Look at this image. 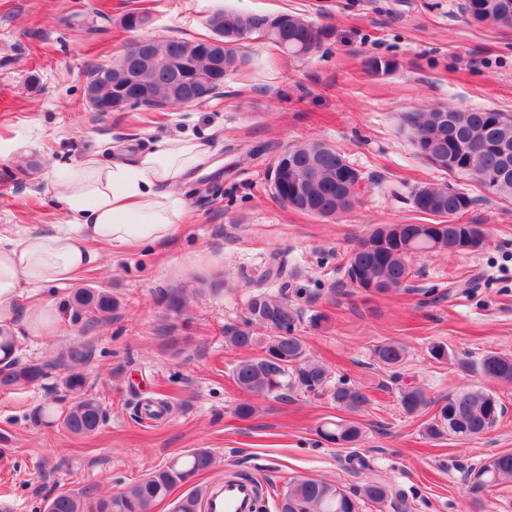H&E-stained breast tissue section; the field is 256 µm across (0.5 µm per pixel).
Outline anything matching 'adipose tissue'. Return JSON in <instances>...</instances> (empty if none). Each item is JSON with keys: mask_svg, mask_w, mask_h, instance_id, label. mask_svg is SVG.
<instances>
[{"mask_svg": "<svg viewBox=\"0 0 512 512\" xmlns=\"http://www.w3.org/2000/svg\"><path fill=\"white\" fill-rule=\"evenodd\" d=\"M207 155L199 140L175 137L130 158H84L69 183L54 185L67 207L65 223L17 238L0 236V322L56 331L60 316L54 303L18 309L24 290L73 281L96 261L94 244L121 252L172 235L184 212L177 190Z\"/></svg>", "mask_w": 512, "mask_h": 512, "instance_id": "ef3b65f1", "label": "adipose tissue"}]
</instances>
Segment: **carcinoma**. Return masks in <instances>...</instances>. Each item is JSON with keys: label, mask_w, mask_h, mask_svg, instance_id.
I'll return each mask as SVG.
<instances>
[{"label": "carcinoma", "mask_w": 512, "mask_h": 512, "mask_svg": "<svg viewBox=\"0 0 512 512\" xmlns=\"http://www.w3.org/2000/svg\"><path fill=\"white\" fill-rule=\"evenodd\" d=\"M461 11L475 26L512 29V0H463ZM121 23L135 31L146 23L137 9L127 11ZM213 34L224 35L223 68L214 74L215 50L207 38L149 39L142 50L165 66L154 74L147 93L138 105L150 108L185 106L174 72L184 80L202 85L201 99H207L224 87V80L248 62L246 48L259 35L280 51L303 57L331 38L332 29L317 25L290 13L257 14L224 9L210 16ZM363 68L374 76L390 73L395 63L387 58L368 56ZM125 57L97 67L88 85L95 89L98 111L114 102L125 84ZM413 132V145L421 158L434 154L440 158L438 168L448 174L473 177L492 196H512V114L491 108L458 110L449 106H430L405 116ZM275 198L283 203L293 196L308 198V213L331 217L353 208L359 199L361 173L339 150L322 142H303L288 147L275 164ZM415 211L437 217L449 224L443 235L454 238H477L473 250L485 244L479 224L463 221L473 208L474 197L448 183H427L412 195ZM442 252L426 224H396L393 232L380 237L374 229L361 238L348 255L346 276L355 288L375 286L376 295H387L405 286L411 261L425 253ZM283 269L274 263L267 278L281 281L276 294L258 292L247 304L244 326L224 330L225 345L253 354L239 360L232 368V379L243 392L262 397L280 398L295 388L309 392L322 390L329 381L327 366L309 355L302 337L294 333V314L288 306V282L282 280ZM78 314L106 315L112 312V295L97 288H78L72 295ZM266 330L255 336L251 328ZM18 342L13 334L0 328V387L35 385L48 375L49 365L23 363L17 355ZM93 350L85 344L70 346L55 366L67 374L62 383L73 402L58 410L52 403L36 408L31 416L36 425L62 424L75 435L95 433L105 418L101 403L85 392L86 378L79 368L91 361ZM375 359L387 367L400 366L407 356L406 346L396 340H384L373 348ZM475 369L489 380L512 383V355L490 352L475 364ZM336 406L354 414L368 402L360 389L345 382L330 392ZM400 404L408 415L420 413L428 404L425 394L416 387L400 393ZM505 408L490 392L467 389L448 395L435 416L426 423L425 434L431 439L452 435L461 439L476 438L494 427ZM318 434L328 442L347 448L362 436L358 423L338 418L318 427ZM216 464L212 451L196 448L179 455L124 491L104 496L60 493L51 498L45 512H150L152 506L167 499L172 491L192 478L210 471ZM503 481H512V452L495 454L468 472V497L471 504L482 506V499ZM203 490L194 489L178 499L174 512H202ZM388 498L386 485L369 482L348 491L324 480L295 479L277 495L276 512H358L359 502L382 504Z\"/></svg>", "instance_id": "carcinoma-1"}]
</instances>
